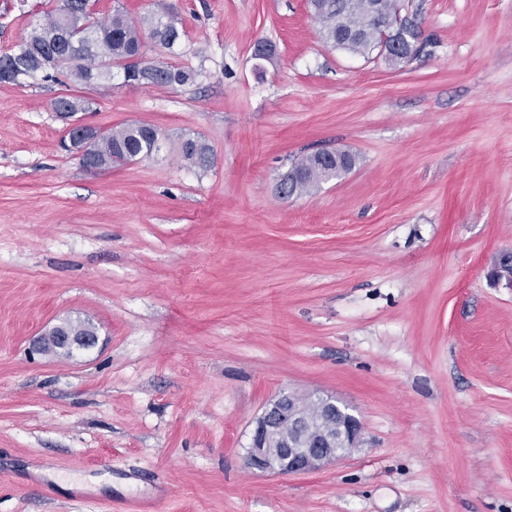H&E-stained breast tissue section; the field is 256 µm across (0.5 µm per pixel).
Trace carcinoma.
<instances>
[{
    "label": "carcinoma",
    "instance_id": "obj_1",
    "mask_svg": "<svg viewBox=\"0 0 512 512\" xmlns=\"http://www.w3.org/2000/svg\"><path fill=\"white\" fill-rule=\"evenodd\" d=\"M64 5L30 24V30L17 45L0 55V61L14 67L15 83L34 78L56 65L48 62L52 54H65L68 43L58 25L65 8L76 14L77 35L81 43V62L71 66L73 75L86 85L105 76L112 68L124 69L126 59L142 53V27H147L154 42L173 51L184 36L178 16L164 9L151 11L137 23L119 8L106 20L94 17L88 0H63ZM323 38L349 52L366 55L379 42L378 20L395 19L402 10V0H309ZM197 73L169 63H147L142 66L136 85L177 87L195 82ZM160 131L148 124L135 123L100 133L92 145L98 164L137 160L150 152ZM181 158L191 167L205 170L212 162V149L199 137H185L180 142ZM325 163L320 152L302 157L290 169L287 191L292 196L310 193L325 179Z\"/></svg>",
    "mask_w": 512,
    "mask_h": 512
}]
</instances>
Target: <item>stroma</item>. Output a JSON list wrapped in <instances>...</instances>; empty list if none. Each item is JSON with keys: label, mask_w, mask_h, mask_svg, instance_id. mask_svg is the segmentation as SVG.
I'll list each match as a JSON object with an SVG mask.
<instances>
[{"label": "stroma", "mask_w": 512, "mask_h": 512, "mask_svg": "<svg viewBox=\"0 0 512 512\" xmlns=\"http://www.w3.org/2000/svg\"><path fill=\"white\" fill-rule=\"evenodd\" d=\"M60 4L0 0V51ZM159 4L185 36L142 58L193 84L0 83V512H512V289L488 279L512 250V0H403L420 38L398 67L326 44L308 0L92 8ZM63 95L101 130L158 128L159 150L87 171ZM321 149L356 165L279 194ZM79 319L96 346L31 352ZM283 390L348 405L360 447L248 469ZM181 158L191 167L206 170L212 162V149L199 137H184L180 142Z\"/></svg>", "instance_id": "obj_1"}]
</instances>
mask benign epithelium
Returning a JSON list of instances; mask_svg holds the SVG:
<instances>
[{"instance_id":"obj_1","label":"benign epithelium","mask_w":512,"mask_h":512,"mask_svg":"<svg viewBox=\"0 0 512 512\" xmlns=\"http://www.w3.org/2000/svg\"><path fill=\"white\" fill-rule=\"evenodd\" d=\"M386 41L379 53L385 56L413 55L417 52L419 27L411 21L399 26L382 22ZM98 131L85 124H70L66 138L70 146H82L80 159L89 171L98 167L90 145ZM96 333H79L67 325H56L32 342V349L49 355H70L76 349L97 344ZM321 415L314 417L293 391H282L269 403L256 421L246 454V466L280 475L305 473L334 462L359 447L363 424L345 405L331 396H317Z\"/></svg>"}]
</instances>
